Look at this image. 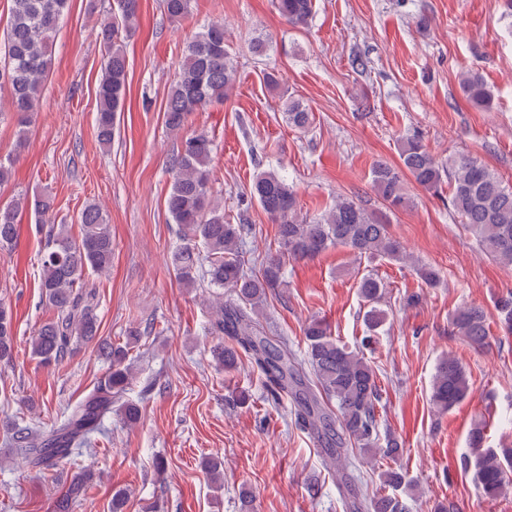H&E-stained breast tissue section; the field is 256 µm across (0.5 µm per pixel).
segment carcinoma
<instances>
[{
	"label": "carcinoma",
	"mask_w": 512,
	"mask_h": 512,
	"mask_svg": "<svg viewBox=\"0 0 512 512\" xmlns=\"http://www.w3.org/2000/svg\"><path fill=\"white\" fill-rule=\"evenodd\" d=\"M117 5V15L101 24L98 33L105 54L97 87L95 123L97 138L103 145L112 144L118 113L125 109L128 76L124 39L135 29L139 0H117ZM163 6L171 21L180 22L190 15L192 0H163ZM276 8L290 25L307 28L313 19L314 0H276ZM67 9L68 0H11L0 85L9 88V113L21 133L32 121L51 64L49 45ZM236 76L234 58L226 47L224 22L213 21L196 32L183 50L179 78L165 104L166 127L179 132L192 113L224 101ZM460 88L473 107L492 106V90L480 74L466 73ZM285 111L290 126L304 129L310 124V112L302 102L287 99ZM212 152L213 141L205 133H192L181 139L169 161L171 191L166 207L187 240L173 254L172 266L178 280L192 285L202 276L210 285L231 295L230 301L216 305V316L207 324L210 335L218 339L214 359L230 371L237 367L241 355L250 357L265 376L271 399L276 403L284 398L291 400L298 426L317 438L327 459L336 463L344 483H350L345 474L350 445L365 452L374 449L389 461L380 472L379 489L363 495L354 504L355 509L408 512L406 503L396 495L405 485L403 470L396 465L402 448L395 438L380 443L377 407L381 390L364 355L333 338L325 322L313 319L303 329L305 356L299 357L285 341L267 336L259 321L267 296L284 285L283 266L288 259H312L337 246L367 258L405 261L406 254L389 225L351 198H336L328 211L317 218L300 215L293 185L268 170L256 174L246 200L257 202L277 224L278 250L268 256L260 274L248 273L241 244L251 228L244 221L227 222L224 208L211 200ZM400 159L404 171L424 190L438 195L443 183H448V208L485 253L512 266L511 187L476 157L463 155L446 163L439 161L417 134L403 142ZM402 172L385 163L376 164L371 171L374 190L392 209L410 206ZM24 208L33 211L37 224H44L53 211V200L45 195H20L10 202H0L1 247L12 244L17 237L18 215ZM79 222L83 226L80 239L72 238L61 224L50 234L40 257L39 288L54 316L35 330L31 351L40 362L56 365L74 346L94 341L100 355L110 363V372L104 383L67 409L66 418L59 424L30 425L16 418L0 422L6 442L42 474L65 460L74 461L82 447L103 431L113 404H119L118 414L125 424L133 425L141 418L139 406L125 398L132 379L131 365L127 364L129 349L141 334L132 330L125 343L116 345L98 337L95 294L85 284L87 270L102 273L112 266V235L95 204L84 208ZM359 292L368 307L364 321L371 335L362 339L367 346L386 320V313L379 308L384 283L367 274L359 282ZM496 311L500 323L512 331V291L499 298ZM451 325L468 345L479 349L487 345V315L481 307L458 309L451 317ZM13 348L12 313L0 305V362L12 360ZM469 390L461 362L453 356L441 358L432 380V404L447 412L464 401ZM485 441L484 427L472 429L469 446L473 452L464 459L463 469L472 473L484 497L496 498L512 485L508 476L512 471V448H487ZM91 481V472L77 474L55 500L53 512H73Z\"/></svg>",
	"instance_id": "obj_1"
}]
</instances>
